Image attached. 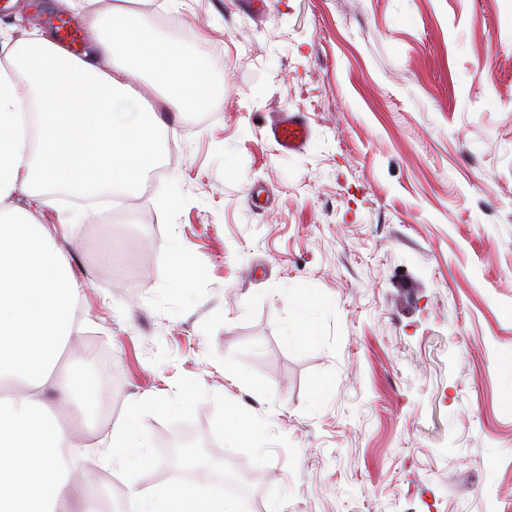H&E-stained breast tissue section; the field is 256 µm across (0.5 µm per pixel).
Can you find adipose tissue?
I'll list each match as a JSON object with an SVG mask.
<instances>
[{"label": "adipose tissue", "mask_w": 512, "mask_h": 512, "mask_svg": "<svg viewBox=\"0 0 512 512\" xmlns=\"http://www.w3.org/2000/svg\"><path fill=\"white\" fill-rule=\"evenodd\" d=\"M58 4L75 12L93 51L34 34L0 61V200L51 188L136 192L157 161L154 132L164 123L141 93L145 79L174 112L224 103L208 57L158 43L138 11ZM23 82L30 93L20 92ZM80 296L56 229L0 215V512H77L78 459L88 448L59 408L85 406L100 388L74 349ZM140 406L131 401L113 425L104 462L146 463ZM130 500L134 512H236L219 484L135 491Z\"/></svg>", "instance_id": "1"}]
</instances>
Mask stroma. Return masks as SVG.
Returning <instances> with one entry per match:
<instances>
[{
    "label": "stroma",
    "mask_w": 512,
    "mask_h": 512,
    "mask_svg": "<svg viewBox=\"0 0 512 512\" xmlns=\"http://www.w3.org/2000/svg\"><path fill=\"white\" fill-rule=\"evenodd\" d=\"M133 8L208 55L222 110L171 117L112 212L0 201L63 234L115 418L144 401L149 461L113 466L114 512L177 484L162 450L185 431L252 512H512V0ZM59 12L0 0V50ZM283 112L301 151L270 137ZM129 258L137 280H111ZM273 140L284 153L299 150L309 136V126L299 114L284 113L271 128ZM193 271L186 251L178 242H175L172 246V277L174 283L182 284L186 282Z\"/></svg>",
    "instance_id": "stroma-1"
}]
</instances>
